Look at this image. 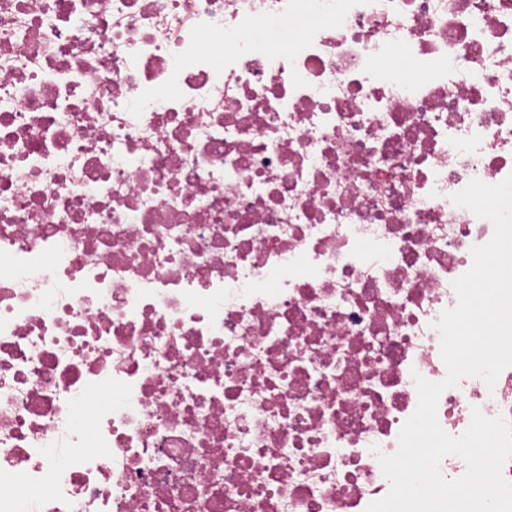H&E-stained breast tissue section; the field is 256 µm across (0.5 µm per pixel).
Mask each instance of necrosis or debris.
Instances as JSON below:
<instances>
[{"label": "necrosis or debris", "instance_id": "4bbe7bcc", "mask_svg": "<svg viewBox=\"0 0 512 512\" xmlns=\"http://www.w3.org/2000/svg\"><path fill=\"white\" fill-rule=\"evenodd\" d=\"M511 174L512 0H0V512H365Z\"/></svg>", "mask_w": 512, "mask_h": 512}]
</instances>
